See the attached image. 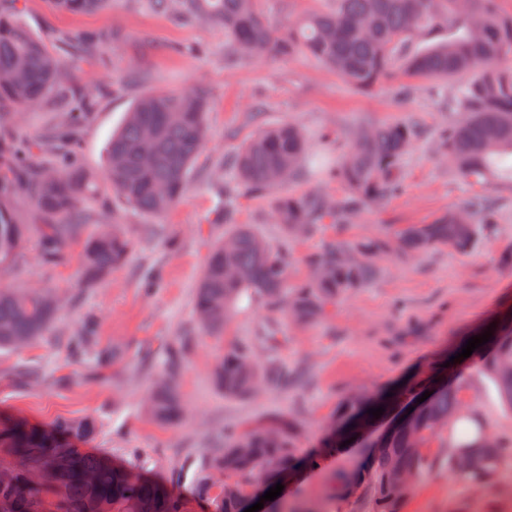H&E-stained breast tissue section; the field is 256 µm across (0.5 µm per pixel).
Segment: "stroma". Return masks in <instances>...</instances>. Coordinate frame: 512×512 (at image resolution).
<instances>
[{
  "instance_id": "stroma-1",
  "label": "stroma",
  "mask_w": 512,
  "mask_h": 512,
  "mask_svg": "<svg viewBox=\"0 0 512 512\" xmlns=\"http://www.w3.org/2000/svg\"><path fill=\"white\" fill-rule=\"evenodd\" d=\"M23 19L58 57L63 90L41 106L17 110L8 121L15 138L40 139L73 96L87 95L94 107L80 132L82 162L88 173L99 174L108 140L143 94L197 87L205 91L209 110L207 137L186 192L166 213L143 216L113 199L104 182L82 203L83 223L117 225L130 240L125 266L84 290L81 241L71 243L65 263L49 265L31 239L14 262L0 269V287L49 288L59 299L51 338L0 353V413L40 425L60 417L95 419L98 434L88 449L121 464L140 456L145 472L170 484L188 512L214 510L198 500L191 475L202 457L222 448L223 432H243L274 411L299 422L298 453L304 456L339 423V405L352 394L373 396L418 379L461 382L492 432L512 433V417L501 409L487 377L459 355L467 340L489 325L512 323V267L501 263L502 254L512 250L511 183L486 186V193L502 204L500 222L471 252L435 250L417 259H382L376 278L329 308L321 321L287 327L277 346L257 348L258 361L275 356L298 372V381L283 390L229 400L211 383L224 345L251 339L268 318L267 310L241 309L220 337L203 334L193 318L196 283L211 247L224 235V184L232 177L226 160L255 132V104H262L266 124L298 126L315 150L322 149L320 134L326 129L334 130L343 146L362 127L410 116L427 131L405 156L401 193L365 209L346 230L324 224L312 235L287 240L268 200L240 201L236 223L252 225L272 244H287L290 274L298 278L306 273V256L338 233L372 235L384 224H427L474 193V185L452 171L437 138L448 122V105L431 83L414 82L412 97L403 105L396 96L407 83L402 74L363 93L305 58L238 57L225 51L222 29L152 12L142 0H111L102 12L82 15L55 12L46 0H25ZM112 31L120 32L122 41H104L91 54L76 52L68 43L79 32ZM88 317L98 322L101 346L123 348L122 360L97 366L88 358H69L63 342ZM175 336L192 339L181 375L187 416L166 427L147 415L143 403L161 372L163 349ZM449 358L452 368L442 370ZM23 370L35 371L36 381L20 382ZM409 407L406 400L395 404L354 438L351 451L317 468L289 473L284 499L266 502L264 512H281L288 502L303 512H372L365 488L350 490L342 499L336 488L347 472L366 463L365 443L383 436ZM506 499H512L510 460L498 489L477 496L434 471L406 497L403 512H484L487 502Z\"/></svg>"
}]
</instances>
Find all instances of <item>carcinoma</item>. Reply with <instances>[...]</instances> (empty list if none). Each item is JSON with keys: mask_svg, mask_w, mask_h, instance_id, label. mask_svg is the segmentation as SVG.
Returning <instances> with one entry per match:
<instances>
[{"mask_svg": "<svg viewBox=\"0 0 512 512\" xmlns=\"http://www.w3.org/2000/svg\"><path fill=\"white\" fill-rule=\"evenodd\" d=\"M20 0H0V123L10 109L38 105L51 92L59 60L18 17ZM260 0H179L178 17H205L224 29L229 47L244 57L286 61L317 60L363 93L393 73L412 80L448 82V126L439 132L457 175L476 185L493 179L512 183V14L497 0H327L297 21L273 24ZM54 11L97 12L108 0H48ZM208 107L198 88L160 91L141 97L122 128L108 142L103 179L128 206L147 216L171 209L185 192L189 170L203 145ZM86 97L71 103L61 122L42 139L20 142L0 126V267L19 254L30 232L41 257L63 263L71 241L83 246L82 287L93 288L122 267L130 242L117 229L82 236L74 222L84 199L95 191L93 177L79 165L77 129L90 116ZM415 120L375 125L360 134L333 163H307L308 142L288 122L260 125L229 159L235 180L224 190V239L211 250L198 280L194 312L199 327L220 336L246 299L273 314L259 339L282 334L277 315L313 324L329 307L367 285L378 273L376 258L397 254L420 257L434 249L470 251L496 229L500 203L478 192L459 208L429 224L386 226L368 237L338 236L306 257L308 275L290 277L287 249L270 244L249 224L233 223L239 201L262 196L302 176L304 167L340 185L331 199L318 192L280 194L272 212L287 237L310 235L319 225L345 226L362 209L383 203L399 188L403 159L422 137ZM29 198L40 223H26L16 198ZM57 318V304L43 289L0 288V350L26 347L46 337ZM97 326L88 322L67 338L69 356H93L102 364L121 357L118 349L97 348ZM494 351L474 350L476 367L493 382L500 404L512 416V336L492 334ZM188 336L172 337L164 349L162 375L147 396L154 421L176 425L184 417L180 374L190 350ZM289 374L270 358L259 364L254 344L224 348L211 381L227 399L247 400L258 388L288 384ZM462 384L445 387L416 407L381 442L382 451L357 475L372 494L373 512H402L404 499L391 488L399 472L417 480L438 465L463 487L494 489L501 463L512 455V438L483 444L488 423L467 412ZM362 394L340 404L352 418L373 407ZM440 429L448 438L437 436ZM300 427L285 414L251 424L241 435L200 463L194 482L198 496L217 512H244L257 493V479L285 473L296 460ZM98 433L94 420L58 418L48 426L0 414V447L15 464L0 473V512H187L185 502L136 464H116L81 445ZM473 457L468 468L460 455Z\"/></svg>", "mask_w": 512, "mask_h": 512, "instance_id": "carcinoma-1", "label": "carcinoma"}]
</instances>
